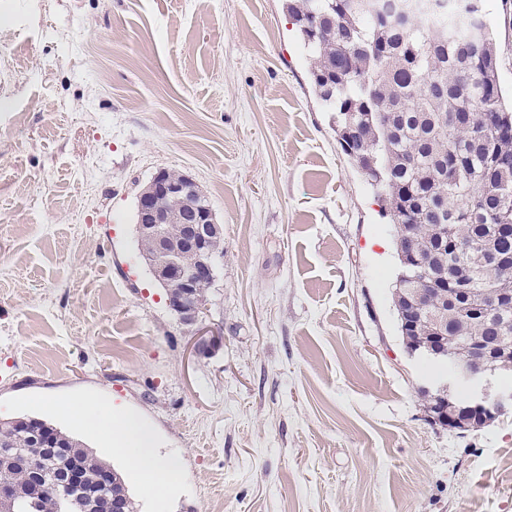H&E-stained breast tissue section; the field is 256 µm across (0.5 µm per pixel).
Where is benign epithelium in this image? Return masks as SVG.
Here are the masks:
<instances>
[{
	"label": "benign epithelium",
	"instance_id": "obj_1",
	"mask_svg": "<svg viewBox=\"0 0 512 512\" xmlns=\"http://www.w3.org/2000/svg\"><path fill=\"white\" fill-rule=\"evenodd\" d=\"M136 230L139 240L151 244L152 250L141 256L155 279L178 289L177 295H168L170 309L185 325L202 321L203 306L194 304L193 296L200 285L214 280L217 255L210 243L221 227L194 182L186 176L172 180L163 170L154 174L137 199ZM186 256L191 262H184ZM494 355L477 343L452 373L456 381L466 383L469 397L448 419V428L463 430L473 416L495 419L512 412V385L494 384Z\"/></svg>",
	"mask_w": 512,
	"mask_h": 512
}]
</instances>
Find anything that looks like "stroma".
<instances>
[{
	"mask_svg": "<svg viewBox=\"0 0 512 512\" xmlns=\"http://www.w3.org/2000/svg\"><path fill=\"white\" fill-rule=\"evenodd\" d=\"M512 93V0H483ZM282 0H0V420L140 416L177 468L138 512H512V413L423 407L394 226L347 156ZM191 178L224 226L206 323L138 256L137 196Z\"/></svg>",
	"mask_w": 512,
	"mask_h": 512,
	"instance_id": "35a3bbf8",
	"label": "stroma"
}]
</instances>
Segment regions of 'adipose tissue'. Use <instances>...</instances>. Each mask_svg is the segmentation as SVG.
Listing matches in <instances>:
<instances>
[{
  "label": "adipose tissue",
  "mask_w": 512,
  "mask_h": 512,
  "mask_svg": "<svg viewBox=\"0 0 512 512\" xmlns=\"http://www.w3.org/2000/svg\"><path fill=\"white\" fill-rule=\"evenodd\" d=\"M64 410L87 430L109 429L115 445L127 449L130 469L145 491H163L174 478L171 466L152 454L150 435L134 415L117 416L111 409L94 403L68 404Z\"/></svg>",
  "instance_id": "ef3b65f1"
}]
</instances>
